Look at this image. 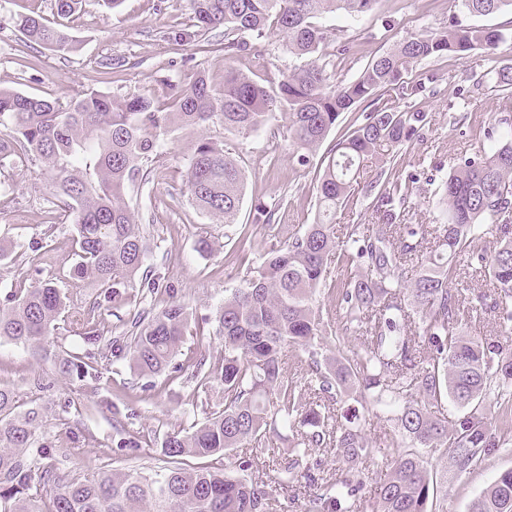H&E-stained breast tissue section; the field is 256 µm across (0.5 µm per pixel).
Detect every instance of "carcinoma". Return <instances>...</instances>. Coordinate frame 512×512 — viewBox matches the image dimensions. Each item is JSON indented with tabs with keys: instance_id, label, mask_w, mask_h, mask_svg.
Segmentation results:
<instances>
[{
	"instance_id": "carcinoma-1",
	"label": "carcinoma",
	"mask_w": 512,
	"mask_h": 512,
	"mask_svg": "<svg viewBox=\"0 0 512 512\" xmlns=\"http://www.w3.org/2000/svg\"><path fill=\"white\" fill-rule=\"evenodd\" d=\"M381 0H191L200 49L232 58L252 41L278 32L288 53L306 63L281 79H256L231 67L216 88L199 71L189 83L169 85L161 105L144 95L114 98L96 90L49 101L0 87V125L15 140L0 142V167L21 155L52 179L50 206L71 217L78 260L71 277L90 281L106 302H121V288L135 281L155 293L145 225L125 202V189L150 182L148 163L175 131L197 135L187 157V192L212 219L235 223L244 173L204 131L217 124L243 137L284 117L301 165L321 148L339 117L354 105L393 91L401 104L376 108L324 156L317 184L318 217L288 243L272 248L207 319L224 341V358L174 363L187 334V306L173 298L158 309L148 302L110 343L143 375L169 385L190 372L196 388L221 389L217 408L189 429H173L161 445L167 466L153 476L115 469L92 477L41 465L40 410L18 411L13 390L0 386V512H274L288 488L303 483L315 492L308 512H432L438 477L461 473L481 457L512 442V347L459 329L461 310L497 314L499 334L512 333V125L473 157L455 158L435 194L430 224H405L412 185L392 176L401 147L426 124L416 107L426 84L409 78L414 66L443 54H484L483 77L512 89V24L463 23L429 30L368 62L349 80L334 81L317 54L328 33L321 19L338 11L358 18ZM466 17L512 13V0H452ZM26 41L68 54L76 40L40 16L16 19ZM224 28V42L209 32ZM375 175L378 224H348L336 236V210L353 196L364 164ZM496 246L488 250L486 237ZM422 254L407 279L406 265ZM490 283V292L465 293L457 266ZM355 274L331 277L332 267ZM328 293L336 305L317 296ZM70 297L52 281L17 289L0 305V340L48 351ZM342 333L331 334L334 310ZM332 339L336 356L319 358ZM308 354L307 367L288 372V354ZM92 353L55 354L52 367L66 375L95 377ZM347 397L366 409L394 413L393 425L369 436L356 412L337 407ZM469 409L453 421L445 404ZM292 432V447L272 456L278 478L250 479L253 459L221 468H184V458L219 456L254 448L278 428ZM309 448H333L332 464L302 465ZM421 448L440 450L450 466L439 472ZM389 468L378 500L358 496L368 465ZM472 512H512V468L476 500Z\"/></svg>"
}]
</instances>
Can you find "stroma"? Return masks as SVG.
<instances>
[{"instance_id":"35a3bbf8","label":"stroma","mask_w":512,"mask_h":512,"mask_svg":"<svg viewBox=\"0 0 512 512\" xmlns=\"http://www.w3.org/2000/svg\"><path fill=\"white\" fill-rule=\"evenodd\" d=\"M33 12L50 22L57 19L53 0H0V87L49 100L95 89L115 97L145 95L161 103L168 97L169 83L189 80L197 71H206L214 83L223 80V53H203L195 41L175 40L192 30L190 0H122L113 10L101 0H82L81 9L66 20L80 48L65 56L28 43L9 22L14 15ZM452 13L449 0H383L380 9L356 19L342 13L327 16L322 21L329 31L323 58L335 62L337 46L354 43L353 54L338 73L339 78H353L397 43L447 26ZM299 64L282 37L273 34L254 41L250 54L232 61L239 71L261 78L277 77ZM483 70L482 54L476 50L462 58H431L413 71L414 77L430 75L434 82L431 93L418 100L428 123L403 147L395 167L399 179L413 181L407 223L432 222L439 164L453 156H472L486 144L494 119H512V98H504L489 84L475 86ZM211 135L245 175L236 223L214 222L190 203L185 192L186 158L193 138L185 133L168 137L163 154L153 162L149 183L136 181L126 187L131 209L148 226L149 262L159 284L156 305L164 306L169 296H176L195 321L213 315L225 289L239 287L259 255L314 222L315 173L323 159L318 152L307 166L298 165L283 119L275 130L246 138L220 126L212 127ZM373 176L371 168L361 171L354 201L337 210L336 226L378 221L379 212L364 194ZM50 195L49 179L30 162L20 160L0 170V244L10 252L0 265V300L21 286L52 280L72 291L75 310L96 326L103 341H112L121 335L143 291L130 288L120 305H101L96 288L71 279L74 233L62 212H49ZM261 203L277 208L276 223H255L254 209ZM244 230L251 233L255 250L244 261L228 263ZM35 244L42 253L37 268L27 261ZM97 369L95 379L61 375L31 348L0 341V386L14 391L21 409L39 407L46 443L69 451L66 459L51 457V464H64L80 476L112 469H162L164 434L202 421L205 410L218 404L221 396L217 388L196 391L194 381L183 377L156 398L147 390L150 377L140 375L128 360H102ZM122 395L128 398V412L117 416L112 404ZM123 434L138 439L139 447L116 452ZM510 468L512 444L466 472H449L447 483L438 487V512H470L474 501Z\"/></svg>"}]
</instances>
